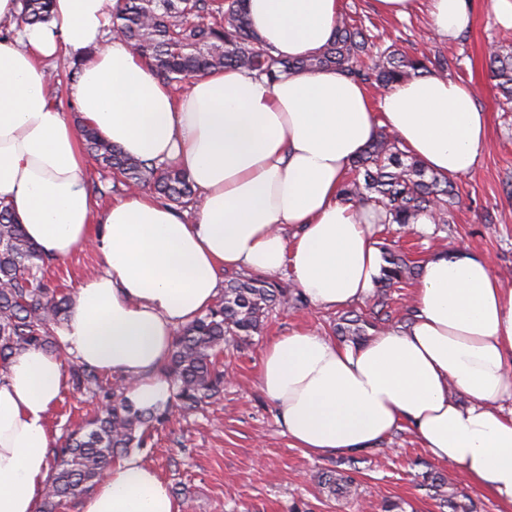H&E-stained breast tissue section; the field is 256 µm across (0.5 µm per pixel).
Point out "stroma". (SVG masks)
Listing matches in <instances>:
<instances>
[{
	"instance_id": "1",
	"label": "stroma",
	"mask_w": 512,
	"mask_h": 512,
	"mask_svg": "<svg viewBox=\"0 0 512 512\" xmlns=\"http://www.w3.org/2000/svg\"><path fill=\"white\" fill-rule=\"evenodd\" d=\"M428 2L406 19L378 14L372 0H342V12L368 26L409 54L442 52L460 57L463 83L473 86L479 107L490 115L489 146L474 175L457 178L459 202L445 230L428 233L383 227L377 240L399 244L422 263L434 252L464 246L487 255L504 287L512 289V112L501 111L484 65L490 42L512 40V29L500 27L491 0H467L473 23L466 41L448 42L428 27ZM101 258L89 246L55 261L49 276L66 292L98 272ZM338 311L305 303L270 312L260 335L226 347L222 356L229 380L220 401L184 418L172 416L158 426L137 456L151 466L175 494L181 512H450L431 489L430 475L447 476L449 500L467 512H498V504L471 486L462 471L433 460L411 429L395 431L376 449L356 455L311 457L292 447L272 402L261 391L257 375L269 341L308 327L333 336ZM95 403L67 389L54 406L50 425L63 435L92 415ZM321 469L355 472L362 494L331 496L314 480Z\"/></svg>"
}]
</instances>
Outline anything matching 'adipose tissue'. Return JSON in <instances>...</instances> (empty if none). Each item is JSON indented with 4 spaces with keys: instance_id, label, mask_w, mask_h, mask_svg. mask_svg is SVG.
<instances>
[{
    "instance_id": "adipose-tissue-1",
    "label": "adipose tissue",
    "mask_w": 512,
    "mask_h": 512,
    "mask_svg": "<svg viewBox=\"0 0 512 512\" xmlns=\"http://www.w3.org/2000/svg\"><path fill=\"white\" fill-rule=\"evenodd\" d=\"M253 30L278 54L319 51L341 0H246ZM440 38L472 22L466 0H429ZM117 0H55L48 23L0 0V200L52 258L92 246L61 350L15 354L0 375V512H38L50 475L51 409L67 385L64 355L132 379L141 409L171 395L159 369L176 330L213 306L227 270L289 274L315 306L362 301L383 264L374 226L340 189L379 128L431 172L473 174L489 117L472 87L413 76L373 103L331 70L277 80L234 69L175 95L126 44L108 38ZM80 65L71 88L83 119L131 156L172 163L193 182V219L144 193L100 207L77 130L47 93L49 60ZM259 386L294 447L354 456L411 428L435 461L512 512V289L462 247L423 264L408 325L351 346L297 328L265 348ZM80 512H180L140 457L112 464Z\"/></svg>"
}]
</instances>
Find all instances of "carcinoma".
Listing matches in <instances>:
<instances>
[{
    "mask_svg": "<svg viewBox=\"0 0 512 512\" xmlns=\"http://www.w3.org/2000/svg\"><path fill=\"white\" fill-rule=\"evenodd\" d=\"M24 23H45L52 0H21ZM113 38L136 48L163 83L174 86L215 70L238 69L265 75L333 68L367 87L383 91L411 75H437L460 69V58L442 53L423 59L396 43L375 45L376 35L364 24L339 16L330 41L316 54L284 59L250 27L244 0H118L112 12ZM489 78L503 110L512 111V43L489 45ZM88 154L127 188H150L166 201L187 208L197 203L196 190L173 164L126 155L85 120H76ZM341 195L346 202L370 208L382 224L406 227L421 216L435 225L450 223L458 192L449 176L429 173L401 148L397 137L379 128L375 138L351 163ZM384 265L379 288L414 278L420 266L401 252L380 247ZM52 259L26 235L10 205L0 201V369L13 355L29 348L57 351L55 330L72 299L46 279ZM302 293L251 275L229 281L223 295L203 315L180 327L161 369L172 397L163 409L140 410L126 398L124 377L111 383L101 370L72 359L68 371L76 390L98 400L100 411L50 448L51 471L39 512H57L95 490L117 458L141 448L153 423L177 410L189 414L215 403L224 390V371L217 359L229 338L246 341L260 332L269 309L300 304ZM381 318L356 314L341 318L344 336L378 330ZM331 493L348 492L354 479L335 470L318 474Z\"/></svg>",
    "mask_w": 512,
    "mask_h": 512,
    "instance_id": "cac0c4a2",
    "label": "carcinoma"
}]
</instances>
